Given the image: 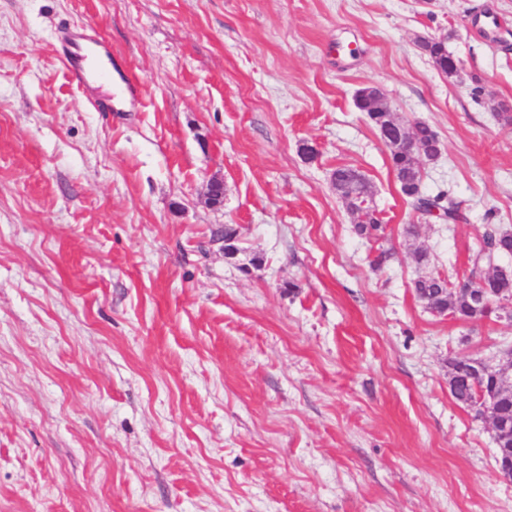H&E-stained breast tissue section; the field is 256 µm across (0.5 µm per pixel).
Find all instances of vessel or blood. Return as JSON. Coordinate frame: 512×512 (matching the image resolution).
<instances>
[{
    "label": "vessel or blood",
    "instance_id": "vessel-or-blood-1",
    "mask_svg": "<svg viewBox=\"0 0 512 512\" xmlns=\"http://www.w3.org/2000/svg\"><path fill=\"white\" fill-rule=\"evenodd\" d=\"M56 49L79 86L86 84L92 74H106L117 64L107 42L71 30L59 32Z\"/></svg>",
    "mask_w": 512,
    "mask_h": 512
}]
</instances>
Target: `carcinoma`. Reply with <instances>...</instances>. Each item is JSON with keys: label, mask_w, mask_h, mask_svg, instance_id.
Listing matches in <instances>:
<instances>
[{"label": "carcinoma", "mask_w": 512, "mask_h": 512, "mask_svg": "<svg viewBox=\"0 0 512 512\" xmlns=\"http://www.w3.org/2000/svg\"><path fill=\"white\" fill-rule=\"evenodd\" d=\"M418 47L433 63L435 68L445 74L457 71L454 59L448 54L445 42L436 39H422ZM356 106L364 112L372 125L388 133L387 146L390 149V165L400 183L401 192L412 200L416 210L427 214L438 208L446 214V220L453 223L458 219L457 210L445 207L442 201L445 194L440 192L434 196L421 193V153L434 150L439 141L437 132L428 124H416L412 132L418 148L412 150L404 146L405 127L386 111L385 99L380 90L366 89V96L356 99ZM333 185L336 193L344 202L347 210L355 215V231L365 238H378L384 231L382 220L370 205V191L358 171L351 168H339L334 173ZM512 255V231H503L496 227H488L483 234V246L472 259L471 274L484 279L488 288H511L512 279H501L494 273V263L500 256ZM415 290L419 299L425 302L433 312L448 311L461 321H478L489 316L492 310L487 305L474 299L464 291L450 290L448 278L439 274L424 276L415 282ZM448 385L450 394L455 401L469 406L474 392V379L468 368L453 360L448 364Z\"/></svg>", "instance_id": "obj_1"}]
</instances>
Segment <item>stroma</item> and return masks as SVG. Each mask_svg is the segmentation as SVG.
Wrapping results in <instances>:
<instances>
[{
    "mask_svg": "<svg viewBox=\"0 0 512 512\" xmlns=\"http://www.w3.org/2000/svg\"><path fill=\"white\" fill-rule=\"evenodd\" d=\"M73 22L140 102L102 112L110 82L70 80ZM443 35L453 77L417 46ZM366 86L437 131L421 192L460 222L402 194ZM501 107L512 0H0V512H512L489 424L448 389L512 320L414 288L512 229ZM342 166L382 238L355 233ZM333 185L347 210L355 215L356 233L378 239L384 232L383 222L370 205V191L362 175L351 168H339L334 173Z\"/></svg>",
    "mask_w": 512,
    "mask_h": 512,
    "instance_id": "obj_1",
    "label": "stroma"
}]
</instances>
